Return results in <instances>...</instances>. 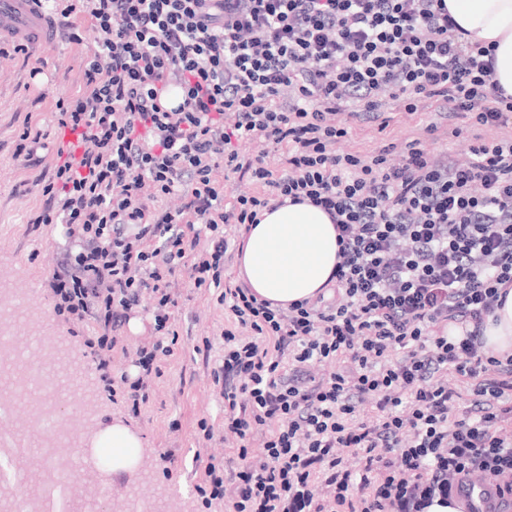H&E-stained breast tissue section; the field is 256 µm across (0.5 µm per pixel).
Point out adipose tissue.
Wrapping results in <instances>:
<instances>
[{
	"label": "adipose tissue",
	"instance_id": "obj_1",
	"mask_svg": "<svg viewBox=\"0 0 512 512\" xmlns=\"http://www.w3.org/2000/svg\"><path fill=\"white\" fill-rule=\"evenodd\" d=\"M457 23L493 46L496 79L512 93V0H447ZM336 229L327 214L309 204L264 213L238 254L239 277L258 298L280 306L313 298L337 262ZM94 447L111 446L113 468H133L141 459L138 435L122 423L95 436Z\"/></svg>",
	"mask_w": 512,
	"mask_h": 512
}]
</instances>
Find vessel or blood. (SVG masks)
<instances>
[{
	"label": "vessel or blood",
	"instance_id": "b4317fda",
	"mask_svg": "<svg viewBox=\"0 0 512 512\" xmlns=\"http://www.w3.org/2000/svg\"><path fill=\"white\" fill-rule=\"evenodd\" d=\"M59 25L46 0H0V45L45 48L57 43ZM460 495L465 512H512L489 484L464 483Z\"/></svg>",
	"mask_w": 512,
	"mask_h": 512
}]
</instances>
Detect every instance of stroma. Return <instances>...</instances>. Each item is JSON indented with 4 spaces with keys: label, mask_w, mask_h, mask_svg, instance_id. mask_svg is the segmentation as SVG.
I'll list each match as a JSON object with an SVG mask.
<instances>
[{
    "label": "stroma",
    "mask_w": 512,
    "mask_h": 512,
    "mask_svg": "<svg viewBox=\"0 0 512 512\" xmlns=\"http://www.w3.org/2000/svg\"><path fill=\"white\" fill-rule=\"evenodd\" d=\"M82 41H64L55 52L41 49L8 50L0 54V277L10 287L24 290L43 317L45 333L58 341L72 360L91 368L92 378L107 374L112 388L98 386L92 395L93 431L120 421L141 438L140 465L127 482L110 485L109 503L120 502L127 489L151 481L170 493L169 512H224L223 506L205 507L196 490L202 484L207 457L224 463V485L233 489L239 467L237 443L224 435V400L211 380L210 360L224 354V330L229 322L219 289L198 288L189 266H177L171 276L178 301L173 310L178 341L168 356H159L164 374L149 379L150 400L139 416L126 402L130 381L140 374L126 354L155 339L150 299L118 330L123 345L114 351L106 371L94 370L86 345L92 330L69 323L53 311L47 278L56 265L63 240L52 225H33L32 217L45 205L43 186L56 163L60 129L54 120L56 103L76 97L83 88V72L94 47L95 35L85 18L75 20ZM39 75H32V68ZM426 112L395 115L384 133L363 122L352 123L340 143L347 150H373L388 144L405 147L419 139ZM39 135L33 152L20 150L23 132Z\"/></svg>",
    "instance_id": "stroma-1"
}]
</instances>
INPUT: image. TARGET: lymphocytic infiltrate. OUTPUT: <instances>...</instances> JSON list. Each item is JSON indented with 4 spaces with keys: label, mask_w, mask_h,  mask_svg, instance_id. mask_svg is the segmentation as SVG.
<instances>
[{
    "label": "lymphocytic infiltrate",
    "mask_w": 512,
    "mask_h": 512,
    "mask_svg": "<svg viewBox=\"0 0 512 512\" xmlns=\"http://www.w3.org/2000/svg\"><path fill=\"white\" fill-rule=\"evenodd\" d=\"M48 3L96 34L82 93L56 105L79 150L34 218L64 228L53 310L93 322L108 353L150 297L158 338L136 356L157 376L178 340L174 268L222 287L235 326L211 378L247 464L229 495L208 458L212 497L228 512H428L469 480L512 501V355L482 341L512 291V95L492 49L446 0ZM396 109L446 112L449 127L421 129L437 140L474 128L467 157L415 140L339 149L351 121L382 131ZM241 139L264 148L243 155ZM219 166L243 187L233 203ZM289 203L329 216L338 261L315 298L282 308L224 271L230 242Z\"/></svg>",
    "instance_id": "lymphocytic-infiltrate-1"
}]
</instances>
